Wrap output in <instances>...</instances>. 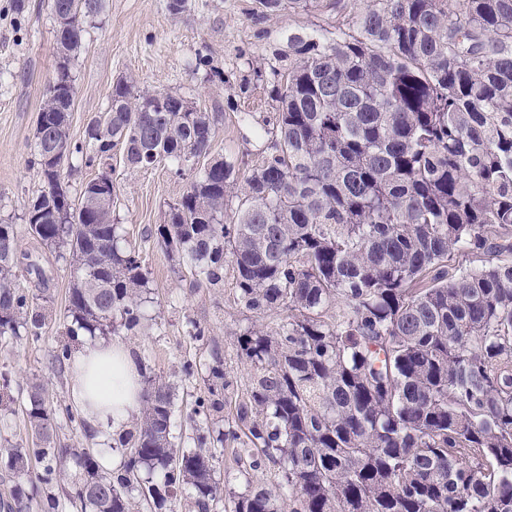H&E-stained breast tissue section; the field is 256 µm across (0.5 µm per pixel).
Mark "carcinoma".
I'll list each match as a JSON object with an SVG mask.
<instances>
[{
    "mask_svg": "<svg viewBox=\"0 0 512 512\" xmlns=\"http://www.w3.org/2000/svg\"><path fill=\"white\" fill-rule=\"evenodd\" d=\"M321 2L334 30L288 34L265 73L270 152L237 192L232 162L197 168L221 113L177 92L120 79L72 140L73 61L105 0H49L57 62L33 134L42 186L24 220L65 251L64 335L145 320L141 253L100 204L114 190L113 149L129 168L167 161L191 175L157 244L190 264L195 288L223 287L231 263L234 303L258 322L237 333L250 375L227 424L231 384L220 357L208 365L193 450L177 448L174 387L160 377L145 380L110 472L61 445L53 400L30 385L31 443L0 444V465L25 482L0 512H30L69 464L78 512H135L139 500L216 512L214 449L226 441L240 444L238 467L281 474L233 497L232 512H512V0H366L348 14L341 0H256L252 18ZM83 165L98 175L75 198ZM456 254L477 264L453 268ZM19 259L16 226L0 223V337L39 338L53 311L19 271L43 286L49 276ZM271 315L274 326L260 323ZM71 358L58 345L52 369Z\"/></svg>",
    "mask_w": 512,
    "mask_h": 512,
    "instance_id": "1",
    "label": "carcinoma"
}]
</instances>
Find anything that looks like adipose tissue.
<instances>
[{"label": "adipose tissue", "instance_id": "ef3b65f1", "mask_svg": "<svg viewBox=\"0 0 512 512\" xmlns=\"http://www.w3.org/2000/svg\"><path fill=\"white\" fill-rule=\"evenodd\" d=\"M71 396L97 438L108 440L139 413L142 384L130 348L101 341L74 352Z\"/></svg>", "mask_w": 512, "mask_h": 512}]
</instances>
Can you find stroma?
Instances as JSON below:
<instances>
[{
  "instance_id": "35a3bbf8",
  "label": "stroma",
  "mask_w": 512,
  "mask_h": 512,
  "mask_svg": "<svg viewBox=\"0 0 512 512\" xmlns=\"http://www.w3.org/2000/svg\"><path fill=\"white\" fill-rule=\"evenodd\" d=\"M0 0V218L21 223L29 196L40 187L31 163L33 132L45 86L56 64L55 23L48 0ZM255 0H187L184 12L167 11L166 0H106L104 14L89 27L75 62L77 95L70 133L82 140L87 124L107 108L114 82L133 79L139 90H173L194 106L222 113L211 142L210 158L233 160L240 175L261 163L270 144L262 127L274 103L262 76L285 48L289 32L330 28L335 13L322 7L282 10L263 23L251 17ZM112 179L117 201L113 216L141 251L149 273L148 318L134 335L117 339L142 354L145 372L175 386L174 434L180 448L193 447L196 429L187 414L205 392L203 372L184 377L189 362H208L218 351L228 380L245 386L249 368L241 359L236 331L250 324L251 314L236 307L232 266L224 268L220 288H195L189 266L172 261L151 237L165 221L169 203L188 181L167 163L130 169L113 156ZM23 251L53 273L49 305L63 311L69 288L67 270L55 252L30 237ZM205 327L209 339L188 333L189 321ZM62 323L46 326L40 338L21 336L0 341V372L10 379L11 401L0 410V441L28 439L24 392L30 383L44 385L58 410L57 436L62 444L93 449L106 456L104 441L86 438L65 413L71 406L68 376L58 375L50 353L62 341Z\"/></svg>"
}]
</instances>
